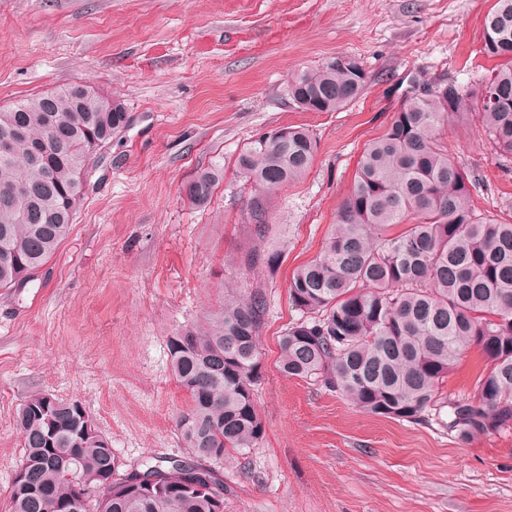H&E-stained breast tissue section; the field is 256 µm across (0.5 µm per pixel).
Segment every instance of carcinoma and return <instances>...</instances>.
<instances>
[{"instance_id":"cac0c4a2","label":"carcinoma","mask_w":512,"mask_h":512,"mask_svg":"<svg viewBox=\"0 0 512 512\" xmlns=\"http://www.w3.org/2000/svg\"><path fill=\"white\" fill-rule=\"evenodd\" d=\"M483 51L503 60L478 90L459 84L409 94L384 134L366 144L351 191L322 252L289 280L305 318L279 340V368L314 379L381 418L415 422L437 402L438 385L476 347L488 366L472 393L451 399L448 428L462 442L512 429V223L482 217L468 176L440 130L475 115L495 153L512 161V0H496ZM355 59L332 57L288 82L305 112H339L360 97ZM73 86L0 109V136L18 129L0 155V288H21L69 233L93 158L129 123L125 104ZM263 133L236 159L253 189L247 202L255 245L250 269L274 271L266 247L267 197L304 177L318 144L304 127ZM224 177L214 162L183 190L202 206ZM398 232H393V229ZM262 294H230L206 320L168 340L172 374L186 393L177 428L192 457L217 464L264 434L255 404ZM26 478L12 483L11 512H224V482L200 480L184 464L147 465L161 489L133 487L113 465L108 440L77 401L33 392L16 417ZM111 471L110 485L81 499L80 481Z\"/></svg>"}]
</instances>
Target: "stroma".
Instances as JSON below:
<instances>
[{"label": "stroma", "instance_id": "obj_1", "mask_svg": "<svg viewBox=\"0 0 512 512\" xmlns=\"http://www.w3.org/2000/svg\"><path fill=\"white\" fill-rule=\"evenodd\" d=\"M494 0H0V107L80 81L124 102L128 126L96 159L70 232L25 287L0 289V512L24 450L26 397L82 403L123 470L188 456L187 402L167 342L225 288L261 291L264 436L225 462L224 512H512V430L459 443L447 408L409 423L363 413L322 384L281 375L279 339L301 317L288 284L321 251L365 144L381 136L416 76L476 89ZM345 53L367 79L339 112H305L290 76ZM302 126L309 173L271 194L275 272L245 267L249 185L233 162L251 139ZM476 212L512 222V169L477 122L442 129ZM227 170L207 205L184 183L215 157ZM469 350L439 385L472 392Z\"/></svg>", "mask_w": 512, "mask_h": 512}]
</instances>
